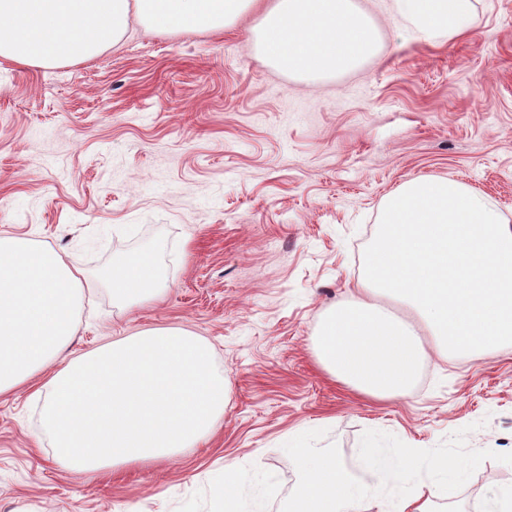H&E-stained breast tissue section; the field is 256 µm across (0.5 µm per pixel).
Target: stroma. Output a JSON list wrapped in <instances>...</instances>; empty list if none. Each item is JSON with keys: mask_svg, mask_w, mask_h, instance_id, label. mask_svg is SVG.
Returning <instances> with one entry per match:
<instances>
[{"mask_svg": "<svg viewBox=\"0 0 512 512\" xmlns=\"http://www.w3.org/2000/svg\"><path fill=\"white\" fill-rule=\"evenodd\" d=\"M358 0L379 33L359 69L306 83L256 49L249 12L219 32L165 34L129 17L121 42L57 67L0 58V235L96 275L160 239L162 298L119 308L97 288L67 348L180 325L230 381L212 435L175 458L80 474L32 436L28 389L0 395V512H224L228 465L297 473L282 446L307 429L352 460L373 426L471 462L440 512H478L512 482V351L432 358L410 396L381 403L333 381L312 339L355 282L389 192L447 178L512 221V0H474L466 35ZM112 231L93 247L92 226Z\"/></svg>", "mask_w": 512, "mask_h": 512, "instance_id": "obj_1", "label": "stroma"}]
</instances>
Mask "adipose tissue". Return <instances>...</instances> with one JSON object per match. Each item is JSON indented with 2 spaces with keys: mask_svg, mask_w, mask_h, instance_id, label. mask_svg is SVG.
Listing matches in <instances>:
<instances>
[{
  "mask_svg": "<svg viewBox=\"0 0 512 512\" xmlns=\"http://www.w3.org/2000/svg\"><path fill=\"white\" fill-rule=\"evenodd\" d=\"M419 27L471 29V0H397ZM259 10L254 36L280 70L316 81L358 69L377 30L354 0H0V58L51 67L91 59L123 36L129 15L161 32L220 31ZM365 270L327 312L312 344L331 378L380 401L413 389L436 355L467 357L512 344V225L480 191L415 178L387 198ZM160 240L113 265V299L128 308L160 295ZM98 279L54 249L0 236V394L33 384L37 442L70 471L170 459L205 440L224 414L227 381L211 344L178 327L141 330L69 361L86 293ZM407 308L392 314L388 303ZM283 446L298 472L282 512H437L434 498L468 481L447 452L407 447L371 427L355 464L305 430ZM274 473L225 468L224 512H270Z\"/></svg>",
  "mask_w": 512,
  "mask_h": 512,
  "instance_id": "1",
  "label": "adipose tissue"
}]
</instances>
